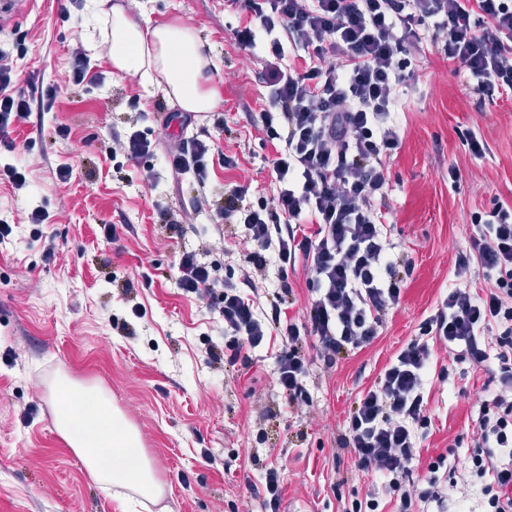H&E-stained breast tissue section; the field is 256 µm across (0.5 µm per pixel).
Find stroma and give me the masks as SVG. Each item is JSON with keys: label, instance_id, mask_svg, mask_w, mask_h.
<instances>
[{"label": "stroma", "instance_id": "35a3bbf8", "mask_svg": "<svg viewBox=\"0 0 512 512\" xmlns=\"http://www.w3.org/2000/svg\"><path fill=\"white\" fill-rule=\"evenodd\" d=\"M112 2L140 23L194 29L217 64L219 101L192 114L188 129L169 121L179 106L162 86L114 75L105 56L109 25L91 22L87 0H38L0 31L15 89L32 109L10 132L14 152L0 155L25 168L29 182L20 193L0 174V219L13 228L0 244V512H262L247 484L271 467L282 473L280 512H342L380 485L336 443L349 410L454 286L475 215L512 205V95H482L430 39L411 50L413 76L396 116L402 143L384 161L386 194L373 207L384 215L392 255L412 273L369 346L328 371L311 363V404L300 408L275 383L280 338L250 368L211 366L206 343L221 340L224 325L177 288L174 269L182 252L196 251L239 273L249 250L243 228L214 227L210 203L235 186L245 188L247 207L277 195L272 161L281 145L260 121L269 107L267 43L249 55L238 48L236 32L250 17L227 0ZM78 45L104 82L72 81ZM49 87L57 98L47 112L40 99ZM183 130L214 142L205 183L167 165ZM133 131L155 143L153 154L138 164L112 158L114 138ZM471 133L485 154L471 153ZM62 164L72 169L69 180L56 176ZM147 167L157 175L150 185L141 179ZM452 167L459 180L449 179ZM37 205L49 211L48 223L29 224ZM173 212L184 217L177 231L168 225ZM107 224L117 227L115 241L104 237ZM288 282L286 318L307 331L313 294L304 261L289 268ZM119 319L127 329L116 328ZM430 349L432 368L447 367L449 379L429 378L424 388L431 423L417 439L416 481L442 453L465 468L479 404L495 395L483 371L451 361L440 344ZM61 375L105 391L136 425L166 487L160 500L143 505L91 480L55 427L50 387Z\"/></svg>", "mask_w": 512, "mask_h": 512}]
</instances>
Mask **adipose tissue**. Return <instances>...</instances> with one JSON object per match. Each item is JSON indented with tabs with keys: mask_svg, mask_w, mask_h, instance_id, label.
Here are the masks:
<instances>
[{
	"mask_svg": "<svg viewBox=\"0 0 512 512\" xmlns=\"http://www.w3.org/2000/svg\"><path fill=\"white\" fill-rule=\"evenodd\" d=\"M111 22L109 61L116 74L158 72L166 93L186 112L212 111L218 92L210 85L214 62L196 34L177 24L141 26L112 0H93ZM55 426L103 489L133 492L156 501L163 493L137 428L95 387L60 377L51 394Z\"/></svg>",
	"mask_w": 512,
	"mask_h": 512,
	"instance_id": "adipose-tissue-1",
	"label": "adipose tissue"
}]
</instances>
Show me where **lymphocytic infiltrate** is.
Wrapping results in <instances>:
<instances>
[{"label": "lymphocytic infiltrate", "instance_id": "lymphocytic-infiltrate-1", "mask_svg": "<svg viewBox=\"0 0 512 512\" xmlns=\"http://www.w3.org/2000/svg\"><path fill=\"white\" fill-rule=\"evenodd\" d=\"M250 14L252 23L237 31L241 50L269 39L263 81L269 108L262 129L284 148L273 162L279 184L274 208L248 209L240 189L215 204L214 222L233 218L244 228L251 248L242 276L255 285L278 259L280 288L287 272L304 259L314 356H307L299 328L281 321L280 299L269 308L223 278L217 266L196 252L180 255L176 284L201 300H217L224 338L210 342L213 363L249 366L270 327H279L285 345L277 356L276 381L297 406L309 404L308 365L318 360L332 368L339 355L364 348L377 335L381 318L398 305L408 274L397 270L373 201L386 186L383 160L400 145L395 114L400 89L409 80L407 49L418 46V28L430 21L432 41L448 60L486 95L512 93V0H230ZM308 50L302 70L286 67V47ZM31 107L14 90V69L0 53V147L14 151L13 125L27 122ZM212 143L182 138L169 154L171 169L205 182ZM297 224L319 225L318 240L297 237ZM470 250L456 268L465 275L471 263L499 271L493 288L478 295L457 285L417 338L399 351L377 386L358 400L339 442L352 449L358 469L397 493L396 512L435 505L448 512V492L458 482L479 486L481 512H512V208L497 207L475 218ZM441 342L454 357L489 370L497 385L494 398L481 403L474 450L465 470L438 455L423 482L411 480L416 432L428 424L423 389L430 341Z\"/></svg>", "mask_w": 512, "mask_h": 512}]
</instances>
